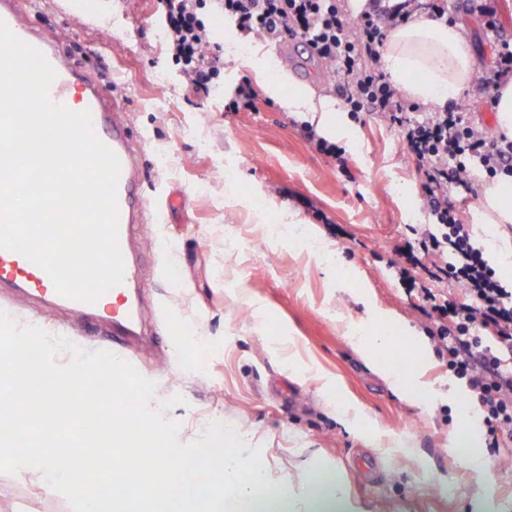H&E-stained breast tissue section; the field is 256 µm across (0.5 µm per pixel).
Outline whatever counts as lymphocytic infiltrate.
I'll return each mask as SVG.
<instances>
[{"mask_svg":"<svg viewBox=\"0 0 512 512\" xmlns=\"http://www.w3.org/2000/svg\"><path fill=\"white\" fill-rule=\"evenodd\" d=\"M165 35L172 62L188 87L210 94L221 77V46L211 39L215 19H224L241 37L278 34L308 40L332 66L333 88L351 115L376 112L397 128L424 181L422 194L435 219L416 243L396 247L390 265L408 278V262L439 256L431 279H454L466 287L457 303L423 289L418 306L429 323L438 355L465 379L470 395L486 414L491 447L512 438V289L508 288L456 217L451 193L469 194L471 171L492 178L512 174V139H488L459 106L418 121L409 102L380 69L379 48L389 28L406 23L422 0H374L358 20H349L338 0H162ZM370 64H363V57ZM452 261H445V254Z\"/></svg>","mask_w":512,"mask_h":512,"instance_id":"obj_1","label":"lymphocytic infiltrate"}]
</instances>
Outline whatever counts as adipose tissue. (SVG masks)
Here are the masks:
<instances>
[{
	"label": "adipose tissue",
	"instance_id": "1",
	"mask_svg": "<svg viewBox=\"0 0 512 512\" xmlns=\"http://www.w3.org/2000/svg\"><path fill=\"white\" fill-rule=\"evenodd\" d=\"M393 82L412 98L432 107H444L471 81L478 66L459 25L416 17L395 28L380 50ZM479 219L484 224L512 223V177L487 184ZM7 345L15 360L25 362L24 372H12V383L37 393L38 408L15 413L19 426L29 420L58 422V394L69 392L71 382L57 376L45 361V346L29 336H13ZM160 428L125 418L121 426L101 422L97 437L124 451L120 469H100L93 482L79 474L89 458L73 455L68 467L57 463V452L32 457L24 440H16L11 465L21 478L39 475L47 492L66 488L80 512H150L153 504L185 495L209 506L222 504L224 512H349L346 481L342 474L313 473L308 497L293 503L287 486L272 483L266 472L249 459L225 452L222 471L208 487L195 484L189 472L167 466L172 449L162 447Z\"/></svg>",
	"mask_w": 512,
	"mask_h": 512
}]
</instances>
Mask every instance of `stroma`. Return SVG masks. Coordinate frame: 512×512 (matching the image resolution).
<instances>
[{
	"label": "stroma",
	"mask_w": 512,
	"mask_h": 512,
	"mask_svg": "<svg viewBox=\"0 0 512 512\" xmlns=\"http://www.w3.org/2000/svg\"><path fill=\"white\" fill-rule=\"evenodd\" d=\"M447 4L480 69L491 70L497 42L482 18L466 0ZM161 14L158 0H80L65 39L120 100L153 198L155 218L134 241L145 338L132 347L154 384L151 408L179 423L182 443L202 438L210 421L233 425L245 456L297 497L311 472L338 470L358 512H512V442L488 450L480 475L453 461V435L474 403L446 362L426 357L420 379L431 394L420 403L372 369L353 338L378 335L389 314L426 334L416 293L389 264L413 227L433 221L398 130L374 114L351 119L328 88L329 64L303 42L283 61L260 35L248 44L280 90L259 87L252 109L225 111L228 89L253 69L224 55V91L197 96L166 54ZM297 89L332 103L342 162L305 138L302 113L286 106ZM227 167L232 194L219 177ZM485 185L474 176L458 207L498 269L512 231L475 223ZM290 214L296 224L269 231ZM0 311L89 350L112 347L108 327L28 297L2 293ZM345 411L358 426H346ZM0 512L76 507L35 478L0 473Z\"/></svg>",
	"instance_id": "obj_1"
}]
</instances>
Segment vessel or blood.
<instances>
[{"mask_svg": "<svg viewBox=\"0 0 512 512\" xmlns=\"http://www.w3.org/2000/svg\"><path fill=\"white\" fill-rule=\"evenodd\" d=\"M0 20L21 40L37 48L54 68L50 100L76 112H89L95 134L118 156V240L124 261L122 283L88 304L59 295L42 268L18 252L0 249V288L43 298L81 315L85 321L106 324L116 341L138 335L142 311L136 294L139 269L132 255L133 232L136 225L146 222L151 201L139 190L143 170L122 117L123 109L90 70L64 51L60 36L48 34L26 17L22 0H0Z\"/></svg>", "mask_w": 512, "mask_h": 512, "instance_id": "vessel-or-blood-1", "label": "vessel or blood"}]
</instances>
